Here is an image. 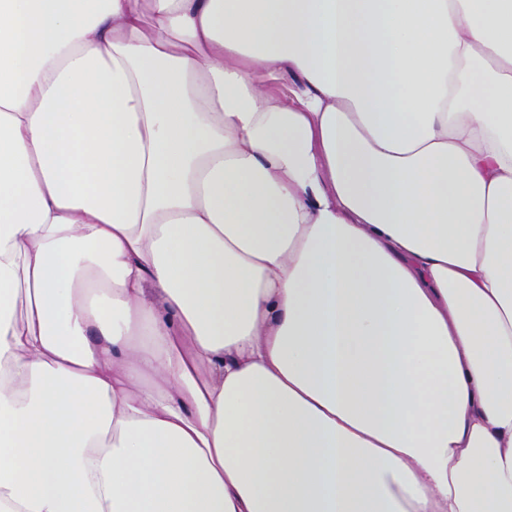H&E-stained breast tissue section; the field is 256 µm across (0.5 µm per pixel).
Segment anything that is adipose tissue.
I'll list each match as a JSON object with an SVG mask.
<instances>
[{"label":"adipose tissue","instance_id":"ef3b65f1","mask_svg":"<svg viewBox=\"0 0 512 512\" xmlns=\"http://www.w3.org/2000/svg\"><path fill=\"white\" fill-rule=\"evenodd\" d=\"M0 512H512V0H0Z\"/></svg>","mask_w":512,"mask_h":512}]
</instances>
